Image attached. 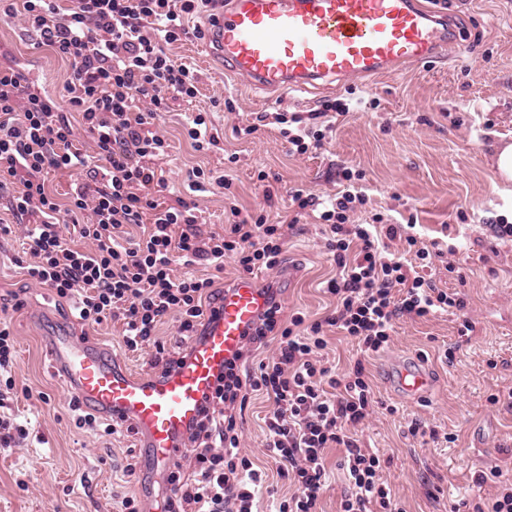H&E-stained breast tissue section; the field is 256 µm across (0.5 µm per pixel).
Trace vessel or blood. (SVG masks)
I'll return each instance as SVG.
<instances>
[{
	"mask_svg": "<svg viewBox=\"0 0 512 512\" xmlns=\"http://www.w3.org/2000/svg\"><path fill=\"white\" fill-rule=\"evenodd\" d=\"M455 32L453 15L425 0H226L206 45L225 71L254 89L302 91L441 58ZM267 306L264 288L240 277L225 288L190 355L150 375L116 366L111 350L63 329L48 337L47 350L53 371L85 406L132 422L145 473L154 476L185 454L184 438L201 417L204 395ZM393 382L401 396L418 400L431 378L420 365L406 364Z\"/></svg>",
	"mask_w": 512,
	"mask_h": 512,
	"instance_id": "1",
	"label": "vessel or blood"
}]
</instances>
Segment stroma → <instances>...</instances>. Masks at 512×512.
I'll return each instance as SVG.
<instances>
[{
	"label": "stroma",
	"instance_id": "obj_1",
	"mask_svg": "<svg viewBox=\"0 0 512 512\" xmlns=\"http://www.w3.org/2000/svg\"><path fill=\"white\" fill-rule=\"evenodd\" d=\"M435 7L457 18L463 51L452 48L434 63L330 89L255 91L226 78L203 40L172 45L171 54L197 68L201 82L196 99L173 101L160 118L169 147L156 161L166 179L159 200L193 203L206 231H223L232 204L244 211L263 205L269 222L277 223L293 191L333 198L348 168L359 173L356 186L368 197L351 222L366 224L378 215L387 224L410 225L418 241L438 242L442 254L423 274L447 292L464 291L466 310L401 319L390 346L366 365L381 406L360 439L384 459L381 477L402 512H450L485 499L490 486L477 476L494 467L512 479V408L489 402L512 389V239L494 229L498 220L512 223V182H502L494 166L496 149L512 144V0H436ZM15 61L26 64L42 93L66 103L68 63L38 46L35 33L17 20L0 18V65ZM334 101L348 103L350 112L328 114L320 145L307 154L289 155L275 124L245 138L236 134L259 113L305 118ZM201 108L220 137L203 154L183 135ZM196 165L226 177L227 187L192 190L187 172ZM262 172L263 183L257 180ZM0 222L14 227L0 236V297L12 306L16 348V391L0 402V417L28 433L0 447V512H118L119 494L137 490L125 482L123 468L140 457L139 440L132 432L108 436L75 426L72 393L52 373L45 340L67 326L111 345L116 362L137 372L152 371L155 349L127 350L118 320L83 328L69 301L24 279L18 264L31 259L24 235L6 209L0 208ZM450 262L460 277H451ZM331 271L320 226L305 215L288 232L282 267L257 279L276 288L284 316L299 311L314 320L330 308L322 283ZM467 316L474 329L464 336ZM411 361L432 378L431 393L418 401L401 399L391 385L394 368ZM267 411L264 399L252 398L238 422L243 452L260 465L268 462ZM415 422L422 427L417 435Z\"/></svg>",
	"mask_w": 512,
	"mask_h": 512
}]
</instances>
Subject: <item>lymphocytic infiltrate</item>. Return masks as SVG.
<instances>
[{"mask_svg":"<svg viewBox=\"0 0 512 512\" xmlns=\"http://www.w3.org/2000/svg\"><path fill=\"white\" fill-rule=\"evenodd\" d=\"M215 2L0 0V16L20 18L39 46L71 70L63 107L29 84L20 67L0 66V196L25 221L32 260L23 275L74 301L81 324L122 320L125 347L134 352L154 345L155 361L165 369L201 339L207 308L219 294L214 278L174 277L173 263L207 261L220 271L230 258L251 274L278 269L285 253L284 226L268 223L263 213L232 209L231 224L205 234L186 200L164 207L154 198L165 185L155 161L167 141L153 126L172 99L199 93L198 70L178 62L169 48L191 34L204 38L185 20ZM72 111L80 113V124L69 119ZM81 130L91 135L94 155L77 146ZM78 167L86 182L60 202L46 187L47 175ZM366 203L364 195L347 189L320 211L336 266L326 286L336 299L334 310L309 322L298 313L284 316L280 302L271 300L243 350L205 396L203 418L186 439L193 475L183 477L181 464H173L165 512H254L257 495L273 492L267 472L240 448L237 417L253 392L273 405L266 446L277 475L295 487L277 512H318L329 448L344 451L351 492L342 512H395L392 490L380 477L381 460L358 437L376 405L364 360L388 347L401 318L462 311L466 304L419 275L432 253L413 236L404 235L413 260L382 261L383 239L403 235V227L350 223V213ZM67 222L79 226L83 247L67 242L61 230ZM140 223L145 229L139 238L122 240L123 226ZM169 316L177 318L179 336L170 352L156 341ZM329 327L357 342L359 357L343 378L319 359ZM271 343L274 356L246 369L253 351Z\"/></svg>","mask_w":512,"mask_h":512,"instance_id":"f902f5d3","label":"lymphocytic infiltrate"}]
</instances>
